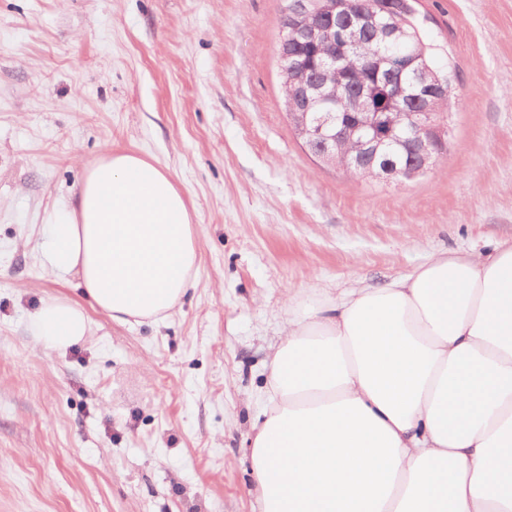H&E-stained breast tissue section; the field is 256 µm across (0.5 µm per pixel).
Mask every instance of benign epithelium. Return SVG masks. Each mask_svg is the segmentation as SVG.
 Segmentation results:
<instances>
[{
  "instance_id": "benign-epithelium-1",
  "label": "benign epithelium",
  "mask_w": 512,
  "mask_h": 512,
  "mask_svg": "<svg viewBox=\"0 0 512 512\" xmlns=\"http://www.w3.org/2000/svg\"><path fill=\"white\" fill-rule=\"evenodd\" d=\"M344 6L336 0H325V4L304 14V21L295 27V40L309 44H318L327 49L326 58L330 65L321 66V76L306 86L289 102V122L304 147L315 158L328 166H336V152L343 150L349 143L357 142V153L350 159L347 172L359 169L372 170V165L381 152L395 136L398 118L392 112L375 111L371 89H360L347 105L348 118L336 122V116L328 112L314 115L312 109L321 102L336 103L339 98L341 82L336 80V50H345L348 39H357L362 32L372 34L373 40L387 48H396L404 36L401 23L382 20L379 13L370 10L356 15L339 33L335 32L336 18L343 15ZM342 45L336 46V38ZM279 66L292 76L304 71V63L283 42L279 54ZM412 74L410 89L403 85L391 84V101L412 102L420 111L408 112L407 128L409 136L400 146L410 150L414 163L408 167H398L397 163L387 159L377 168L378 179H412L429 172L440 155L439 147L448 135V124L441 113L435 110L442 80L425 63L414 58L410 64Z\"/></svg>"
}]
</instances>
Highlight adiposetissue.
Segmentation results:
<instances>
[{
  "label": "adipose tissue",
  "mask_w": 512,
  "mask_h": 512,
  "mask_svg": "<svg viewBox=\"0 0 512 512\" xmlns=\"http://www.w3.org/2000/svg\"><path fill=\"white\" fill-rule=\"evenodd\" d=\"M192 218L171 176L107 153L89 168L49 264L86 300L44 303L54 349L86 308L159 324L197 271ZM247 457L258 512H512V245L434 256L405 277L289 302Z\"/></svg>",
  "instance_id": "obj_1"
}]
</instances>
